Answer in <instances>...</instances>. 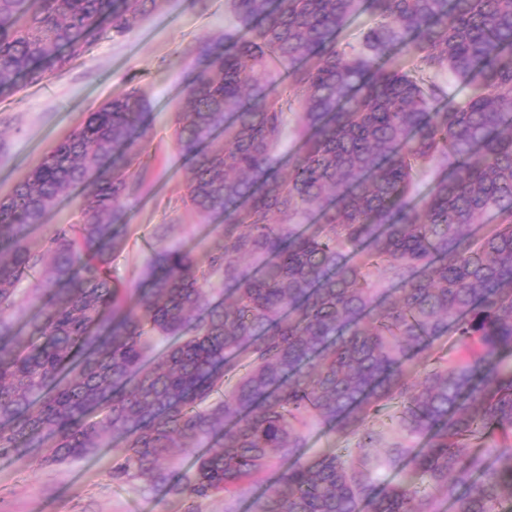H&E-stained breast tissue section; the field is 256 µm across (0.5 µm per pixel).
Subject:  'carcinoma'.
I'll return each instance as SVG.
<instances>
[{
    "label": "carcinoma",
    "instance_id": "carcinoma-1",
    "mask_svg": "<svg viewBox=\"0 0 512 512\" xmlns=\"http://www.w3.org/2000/svg\"><path fill=\"white\" fill-rule=\"evenodd\" d=\"M160 2L0 0V95ZM229 2L237 25L199 47L176 129L181 202L216 247L168 248L159 224L141 282L114 285L122 202L144 181L133 93L87 113L0 199V456L60 462L120 438L112 481L162 487L187 512L220 494L236 512L274 455L289 466L255 512H508L512 0ZM79 185L80 221L44 227ZM21 305L36 308L22 329ZM448 334L454 355L416 367ZM385 401L400 405L392 429L369 428ZM317 424L358 436L355 450L303 459ZM377 448L403 480L379 483Z\"/></svg>",
    "mask_w": 512,
    "mask_h": 512
}]
</instances>
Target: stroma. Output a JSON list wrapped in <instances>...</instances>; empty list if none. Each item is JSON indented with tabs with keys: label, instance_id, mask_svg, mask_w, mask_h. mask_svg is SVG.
Returning a JSON list of instances; mask_svg holds the SVG:
<instances>
[{
	"label": "stroma",
	"instance_id": "stroma-1",
	"mask_svg": "<svg viewBox=\"0 0 512 512\" xmlns=\"http://www.w3.org/2000/svg\"><path fill=\"white\" fill-rule=\"evenodd\" d=\"M226 0H165L160 9L124 37L100 35L87 52L49 81L0 96V197L38 165L64 135L104 102L137 93L149 106L139 139L145 181L124 204L130 235L112 262L120 286L140 278L148 249L142 245L157 224L171 225L167 247L213 248L211 225L199 223L180 197L188 166L173 137L175 114L185 95L200 43L233 27ZM117 448L63 462L40 448L22 457H0V512H184V502L133 481L117 485L108 476Z\"/></svg>",
	"mask_w": 512,
	"mask_h": 512
}]
</instances>
